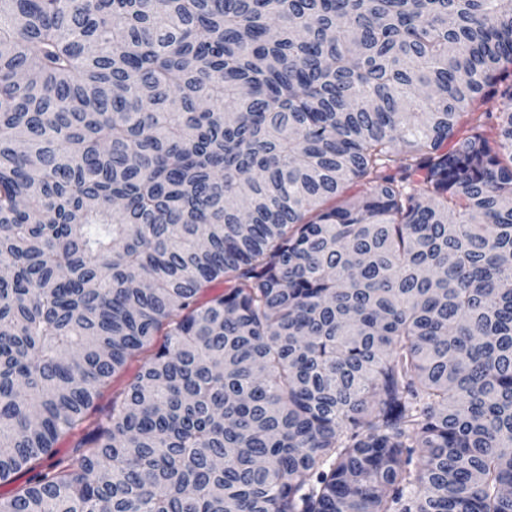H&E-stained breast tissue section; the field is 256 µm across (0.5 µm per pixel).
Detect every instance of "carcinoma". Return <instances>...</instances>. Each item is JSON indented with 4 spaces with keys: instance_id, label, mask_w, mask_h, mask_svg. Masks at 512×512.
Wrapping results in <instances>:
<instances>
[{
    "instance_id": "obj_1",
    "label": "carcinoma",
    "mask_w": 512,
    "mask_h": 512,
    "mask_svg": "<svg viewBox=\"0 0 512 512\" xmlns=\"http://www.w3.org/2000/svg\"><path fill=\"white\" fill-rule=\"evenodd\" d=\"M32 471L0 512H512V0H0Z\"/></svg>"
}]
</instances>
